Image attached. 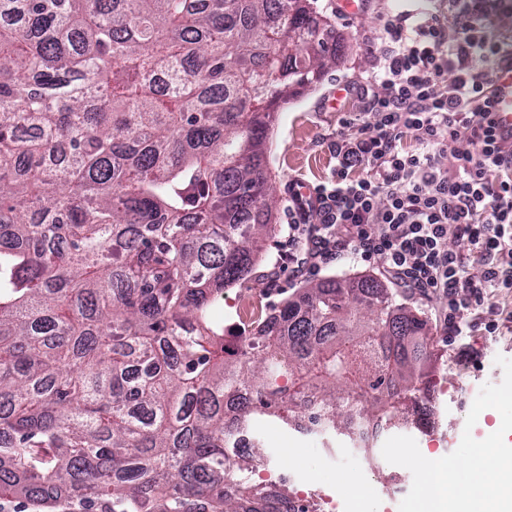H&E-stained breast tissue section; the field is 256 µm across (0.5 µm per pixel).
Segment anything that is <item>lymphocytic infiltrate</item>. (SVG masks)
I'll list each match as a JSON object with an SVG mask.
<instances>
[{"label": "lymphocytic infiltrate", "mask_w": 512, "mask_h": 512, "mask_svg": "<svg viewBox=\"0 0 512 512\" xmlns=\"http://www.w3.org/2000/svg\"><path fill=\"white\" fill-rule=\"evenodd\" d=\"M462 34L431 17H390L359 116L336 137L335 181L289 186L283 260L382 259L393 284L448 301L459 327L490 291H512V149L490 117L499 44L480 34L479 0H453ZM410 133L419 150L399 146ZM359 166L363 177L347 179Z\"/></svg>", "instance_id": "f902f5d3"}]
</instances>
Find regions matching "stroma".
Segmentation results:
<instances>
[{
	"label": "stroma",
	"instance_id": "obj_1",
	"mask_svg": "<svg viewBox=\"0 0 512 512\" xmlns=\"http://www.w3.org/2000/svg\"><path fill=\"white\" fill-rule=\"evenodd\" d=\"M319 17L331 25L345 45L344 54L325 69L321 81L293 96L274 115L266 141L269 181L276 199L272 211V231L259 242L261 258L250 275L225 288L211 313L224 324V333H248L257 322L285 300L298 297L304 289L330 277L371 275L383 278L379 258L345 257L337 263L306 271L294 277L281 271L277 287L267 285L266 274L278 258L280 244L288 234L289 182L313 188L336 178V156L332 145L336 136L361 110L357 98L342 91L347 83L366 81L383 49L379 28L383 18L398 14L443 19L449 38H456L455 12L448 0H361L357 10L343 8L342 0H313ZM398 301L407 303L428 319L435 338L436 360L429 370L438 397L431 415L438 424L434 436H420L412 426L392 428L379 436L375 446L377 463L367 466L359 449L344 436L301 434L280 419L262 421L254 431L264 458L261 476L287 473L288 491L300 501L321 503L322 492L339 491V476L368 471L373 483L399 477L408 488L420 489L424 468L398 460L395 449H417L422 454H438L450 459L468 457L482 434L481 411L499 401L503 425H512V327L505 320L512 314V294H497L491 304L468 310L461 332L449 330L443 313L448 301L396 290ZM501 322L499 335L488 334V320Z\"/></svg>",
	"mask_w": 512,
	"mask_h": 512
}]
</instances>
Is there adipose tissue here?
<instances>
[{"mask_svg":"<svg viewBox=\"0 0 512 512\" xmlns=\"http://www.w3.org/2000/svg\"><path fill=\"white\" fill-rule=\"evenodd\" d=\"M512 459V432L491 429L473 453L451 461H428L432 491L422 492L419 512H485L488 495H495L498 512H512V492L496 489L502 461Z\"/></svg>","mask_w":512,"mask_h":512,"instance_id":"obj_1","label":"adipose tissue"}]
</instances>
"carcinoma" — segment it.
<instances>
[{"instance_id": "carcinoma-1", "label": "carcinoma", "mask_w": 512, "mask_h": 512, "mask_svg": "<svg viewBox=\"0 0 512 512\" xmlns=\"http://www.w3.org/2000/svg\"><path fill=\"white\" fill-rule=\"evenodd\" d=\"M343 52L309 0H0V499L312 512L240 432L407 423L434 337L376 278L209 317L271 230L274 112Z\"/></svg>"}]
</instances>
